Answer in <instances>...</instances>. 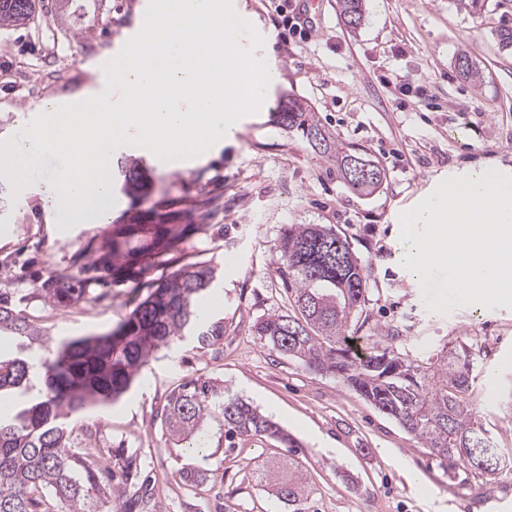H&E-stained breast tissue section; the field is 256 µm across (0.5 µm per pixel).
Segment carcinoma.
Masks as SVG:
<instances>
[{"mask_svg": "<svg viewBox=\"0 0 512 512\" xmlns=\"http://www.w3.org/2000/svg\"><path fill=\"white\" fill-rule=\"evenodd\" d=\"M366 0H338L345 24L356 29L365 20ZM38 0H0V26L23 27L38 15ZM58 19L86 29L77 0H54ZM455 66L470 82L479 70L461 53ZM277 123L301 133L316 156L358 195L373 193L385 179L373 161L364 164L375 172L370 181L349 175L348 158L360 157L343 145L305 103L290 99L280 106ZM124 173L122 191L143 196L147 183L138 162H117ZM149 245L171 251L181 238L176 224H157ZM148 233L144 224H116L112 229V257L128 260L131 239ZM282 274L297 313H270L254 325L268 350L296 359L317 373L338 376L379 412L396 420L419 439L442 463L455 468L469 463L480 474L497 469L482 467L462 449L499 453L487 431L468 409L474 381L471 351L465 344L423 363L386 345L389 332L373 330L369 351L358 353L348 332L363 313L367 293L364 268L348 241L327 224H291L279 241ZM216 267L209 262L181 266L152 285L127 320L110 333L86 336L59 344L53 360L36 364L24 356L0 357V392L28 395L25 406L0 417V512H112V467L99 465L89 454L72 447L71 416L89 404L114 402L132 385L149 356L175 339L191 336L201 347H216L224 339V323L200 317L199 301L212 289ZM6 330L29 343L43 334L23 316L0 304V332ZM214 412L224 417L228 437H262L286 448L298 443L279 424L237 397H224L215 381L191 376L166 397L162 424L175 443L192 442L201 448L203 426ZM265 483L277 498L305 512L306 478L296 471L270 472Z\"/></svg>", "mask_w": 512, "mask_h": 512, "instance_id": "1", "label": "carcinoma"}]
</instances>
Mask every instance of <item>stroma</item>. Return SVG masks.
<instances>
[{"label": "stroma", "instance_id": "stroma-1", "mask_svg": "<svg viewBox=\"0 0 512 512\" xmlns=\"http://www.w3.org/2000/svg\"><path fill=\"white\" fill-rule=\"evenodd\" d=\"M142 0H103L99 20L73 37L53 9L25 27L0 30V142L44 101L72 103L101 93L98 62L131 31ZM270 35L268 55L281 75L263 111L248 114L235 145L192 167L158 172L141 167L149 195L132 201L112 173L111 219H87L54 234L39 195L0 175V300L45 332L44 360L60 339L112 332L176 262L144 251L114 272L107 259L112 225L152 224L168 215L184 230L182 260L219 269L206 297L224 323L220 349L191 339L159 349L116 402L73 417L77 447L94 458H137L158 485L151 512H289L258 475L293 463L311 478L306 512H512V309L480 305L450 314L428 312L418 280L400 260V214L442 180L496 165L512 175V49L495 31L512 28V0H385L376 15L368 0L358 29L342 21L336 0H324L322 25L306 42L281 43L264 0H246ZM476 63L480 83L455 69L459 53ZM311 104L347 146L381 165L382 185L353 193L321 164L297 132L272 120L283 99ZM289 224H329L347 239L368 275L363 347L372 328L397 329L393 346L419 359L467 343L475 380L468 397L507 465L494 477L470 466L447 470L420 441L379 413L341 379L315 374L270 353L253 326L270 312L293 313L278 273L279 240ZM67 288L57 302L47 291ZM218 379L299 442L285 448L260 437L228 440L221 416L209 418L207 449L173 445L159 412L183 380ZM206 476L189 487L183 470Z\"/></svg>", "mask_w": 512, "mask_h": 512}]
</instances>
